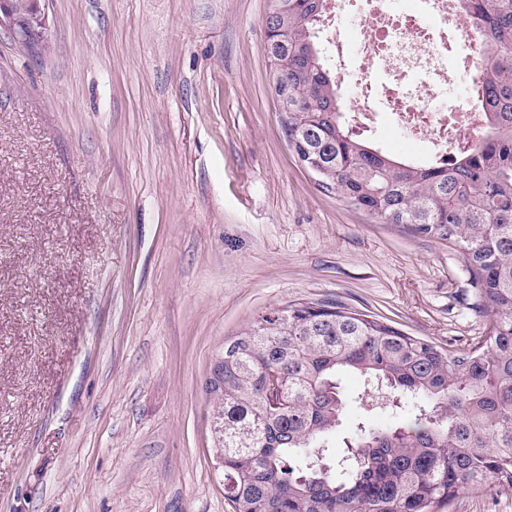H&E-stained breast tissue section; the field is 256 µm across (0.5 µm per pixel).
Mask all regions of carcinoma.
<instances>
[{"mask_svg":"<svg viewBox=\"0 0 512 512\" xmlns=\"http://www.w3.org/2000/svg\"><path fill=\"white\" fill-rule=\"evenodd\" d=\"M486 36L489 129L441 163L396 160L350 129L317 36L324 0H274L269 61L288 88V143L318 185L384 224L454 244L490 335L443 348L338 303L296 302L224 347L212 382L224 497L232 512H440L463 489L512 485V0H460ZM345 373L384 392L394 426L359 422L333 458L349 405Z\"/></svg>","mask_w":512,"mask_h":512,"instance_id":"carcinoma-1","label":"carcinoma"}]
</instances>
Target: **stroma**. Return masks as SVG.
Wrapping results in <instances>:
<instances>
[{"mask_svg":"<svg viewBox=\"0 0 512 512\" xmlns=\"http://www.w3.org/2000/svg\"><path fill=\"white\" fill-rule=\"evenodd\" d=\"M0 29V512H232L203 390L228 337L340 303L464 349L448 242L318 185L269 81L272 0H46ZM443 512H512V487ZM45 0H1L0 28L7 27L14 39L32 52L46 41L48 18Z\"/></svg>","mask_w":512,"mask_h":512,"instance_id":"stroma-1","label":"stroma"}]
</instances>
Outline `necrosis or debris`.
Listing matches in <instances>:
<instances>
[{
	"label": "necrosis or debris",
	"instance_id": "4bbe7bcc",
	"mask_svg": "<svg viewBox=\"0 0 512 512\" xmlns=\"http://www.w3.org/2000/svg\"><path fill=\"white\" fill-rule=\"evenodd\" d=\"M322 35L345 85L340 109L360 127L390 113L397 132L441 162L482 135L485 37L459 0H327Z\"/></svg>",
	"mask_w": 512,
	"mask_h": 512
}]
</instances>
